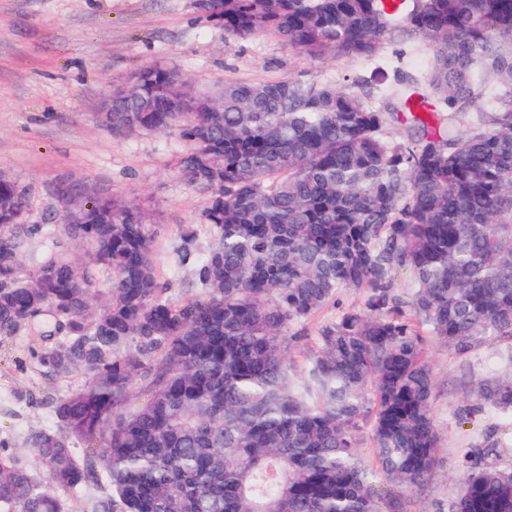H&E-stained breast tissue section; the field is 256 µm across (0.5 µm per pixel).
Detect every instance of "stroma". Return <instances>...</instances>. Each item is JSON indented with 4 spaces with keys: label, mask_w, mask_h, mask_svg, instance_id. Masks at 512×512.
<instances>
[{
    "label": "stroma",
    "mask_w": 512,
    "mask_h": 512,
    "mask_svg": "<svg viewBox=\"0 0 512 512\" xmlns=\"http://www.w3.org/2000/svg\"><path fill=\"white\" fill-rule=\"evenodd\" d=\"M399 55L414 71L429 63L410 42L388 47L376 63L312 60L272 35L238 38L204 24L192 0H0V177L23 191L37 216L61 213L66 190L144 206L166 249L160 280L178 301L188 295L190 273L176 265L172 249L185 229L204 231L205 197L177 168L186 148L177 129L115 135L100 122L114 84L150 66L178 70L202 93L286 76L337 82L376 64L392 67ZM361 304L358 292L344 290L337 304L291 325L296 376L304 375L322 327ZM32 344L24 334L0 341V440L19 452L31 430L54 426L50 400L80 383L45 376L30 358ZM507 347L494 341L461 358L427 341L438 463L420 487L383 485L382 512H448L460 485L459 449L482 443L501 423L478 411L477 387Z\"/></svg>",
    "instance_id": "1"
}]
</instances>
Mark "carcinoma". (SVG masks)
Returning a JSON list of instances; mask_svg holds the SVG:
<instances>
[{
	"mask_svg": "<svg viewBox=\"0 0 512 512\" xmlns=\"http://www.w3.org/2000/svg\"><path fill=\"white\" fill-rule=\"evenodd\" d=\"M193 7L227 34H272L312 59L373 60L411 38L430 63L418 78L400 56L344 86L226 82L197 94L214 112L172 109L164 67L115 90L103 124L178 128V169L206 195L205 235L176 248L197 290L181 303L160 284L139 207L98 195L49 224L0 177V339L44 323L48 344L30 358L84 378L51 401L56 428L28 433L35 467L0 440V512H63L62 492L84 493L86 512H381L380 482L412 489L437 462L425 335L461 357L512 341V0ZM380 89L385 108L364 102ZM483 98L490 107L472 110ZM392 123L407 138L387 137ZM399 270L407 298L393 291ZM346 288L362 308L321 329L294 379L290 326ZM500 363L478 395L512 440V345ZM489 453L463 449L448 512H512V467Z\"/></svg>",
	"mask_w": 512,
	"mask_h": 512,
	"instance_id": "carcinoma-1",
	"label": "carcinoma"
}]
</instances>
